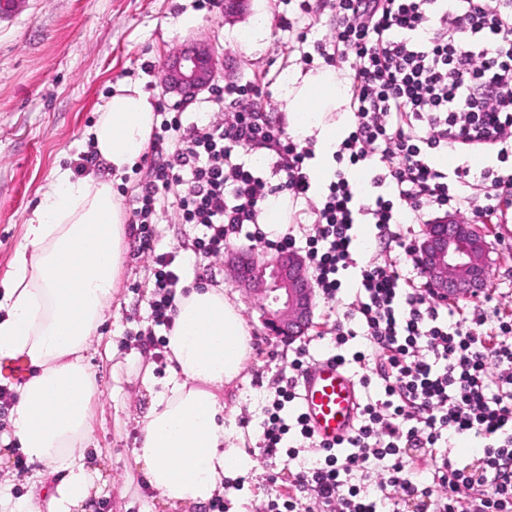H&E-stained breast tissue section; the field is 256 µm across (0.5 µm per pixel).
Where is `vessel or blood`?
<instances>
[{"mask_svg":"<svg viewBox=\"0 0 512 512\" xmlns=\"http://www.w3.org/2000/svg\"><path fill=\"white\" fill-rule=\"evenodd\" d=\"M298 400L319 444L332 445L355 432L361 403L359 382L333 358L322 359L303 374Z\"/></svg>","mask_w":512,"mask_h":512,"instance_id":"obj_1","label":"vessel or blood"}]
</instances>
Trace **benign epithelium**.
Instances as JSON below:
<instances>
[{"mask_svg": "<svg viewBox=\"0 0 512 512\" xmlns=\"http://www.w3.org/2000/svg\"><path fill=\"white\" fill-rule=\"evenodd\" d=\"M220 75L219 60L209 49L199 47L166 64L162 87L187 103L212 89ZM414 252L425 285L438 300H467L487 287L490 246L474 224L439 218L426 225ZM227 267L239 288L264 301L268 335L293 342L307 334L314 317L315 284L303 255L280 250L270 259H261L252 251H240L230 255Z\"/></svg>", "mask_w": 512, "mask_h": 512, "instance_id": "7a95c632", "label": "benign epithelium"}]
</instances>
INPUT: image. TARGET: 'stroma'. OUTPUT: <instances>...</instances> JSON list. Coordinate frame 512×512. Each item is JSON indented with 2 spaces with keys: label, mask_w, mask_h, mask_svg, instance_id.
<instances>
[{
  "label": "stroma",
  "mask_w": 512,
  "mask_h": 512,
  "mask_svg": "<svg viewBox=\"0 0 512 512\" xmlns=\"http://www.w3.org/2000/svg\"><path fill=\"white\" fill-rule=\"evenodd\" d=\"M282 9L280 0H18L0 14V282L13 271L15 251L44 186L57 170H76L89 146L87 131L117 82L139 83L154 104H173L175 95L164 93L161 85L165 64L178 53L205 46L223 61V82L259 85L270 118L285 122V77L324 69L325 63L318 57L304 64L299 52L284 45L276 26ZM262 20L266 29L250 48H242L241 38ZM153 231L159 251L182 248L199 233L180 223L170 200ZM356 234L363 240L359 264L387 262L403 275L413 274L410 255L379 243L373 226L359 225ZM181 258L182 286L229 284L223 261L189 251ZM341 280L335 299L317 298L313 328L294 343L269 338L258 299L239 293L252 353L243 380L224 392V428L254 466L225 479L215 497L224 512H266L274 492L292 494L294 512H320L315 498L294 490L293 482L297 473L323 460V453L300 446L294 436L291 445L301 448L296 459L282 451L266 454L262 432L276 388L295 375L297 347L305 348L310 366L332 354L337 325L357 327V320L347 317L356 271L344 272ZM153 281L149 258L141 254L138 239H130L119 305L86 353L98 392L85 455L106 481L93 512H160L157 493L131 468L136 415L148 401L133 366L147 358L155 364L157 379L169 374L166 357L149 351L144 339L148 332L158 339L165 334L149 317ZM9 453L0 461V496L13 503L40 502L50 477L33 464L18 471L17 448Z\"/></svg>",
  "instance_id": "35a3bbf8"
}]
</instances>
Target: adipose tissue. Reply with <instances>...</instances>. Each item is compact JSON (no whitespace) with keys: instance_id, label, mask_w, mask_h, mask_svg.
I'll return each instance as SVG.
<instances>
[{"instance_id":"ef3b65f1","label":"adipose tissue","mask_w":512,"mask_h":512,"mask_svg":"<svg viewBox=\"0 0 512 512\" xmlns=\"http://www.w3.org/2000/svg\"><path fill=\"white\" fill-rule=\"evenodd\" d=\"M285 97L289 135L333 152L336 126L325 116L343 99L335 72L287 78ZM156 120L148 95L119 83L89 131L92 145L113 173H128ZM127 250L126 215L111 180L62 172L43 190L15 271L0 288V359L22 357L35 369L11 410L12 434L56 476L48 512H92L99 492L102 476L82 454L97 391L84 353L117 299ZM165 338V382L152 364L140 368L150 401L137 415L133 468L169 512H198L247 463L224 429V391L247 366L250 331L227 289L194 287L177 297Z\"/></svg>"}]
</instances>
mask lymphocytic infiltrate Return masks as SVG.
<instances>
[{
  "instance_id": "1",
  "label": "lymphocytic infiltrate",
  "mask_w": 512,
  "mask_h": 512,
  "mask_svg": "<svg viewBox=\"0 0 512 512\" xmlns=\"http://www.w3.org/2000/svg\"><path fill=\"white\" fill-rule=\"evenodd\" d=\"M279 31L305 61L321 57L345 70L352 131L338 144L336 169L315 196L306 168L313 147H297L268 119L255 85H228L215 105L222 120L183 125L178 105L161 109L150 175L130 202L129 222L149 252L155 325L172 327L179 251L153 252L160 200L180 189L182 223L201 227L193 254L218 259L228 236L254 225L269 196L287 193L313 215L307 257L317 288L335 298L341 275L358 269L360 330L337 329L336 347L363 336L377 353L379 388L361 404L355 432L324 452L323 465L298 482L323 512H381L386 489L416 512H512V311L493 325L463 308L443 311L424 284L390 264L359 266L354 228L371 224L380 243L410 250L407 224H430L438 212L467 223L504 222L512 212V0H281ZM331 32L309 40L301 29L314 13ZM272 151L269 170L239 162L251 147ZM452 150L454 165L438 163ZM493 151L497 162L472 171L470 155ZM362 166L375 192L362 196L352 169ZM254 238L264 239L256 229ZM294 383L278 387L263 427L267 453L286 448L289 431L309 438L303 416L286 423ZM480 439L468 460L448 455L450 436ZM442 456L430 485L408 476L410 460ZM380 464L378 495L350 484L354 471Z\"/></svg>"
}]
</instances>
